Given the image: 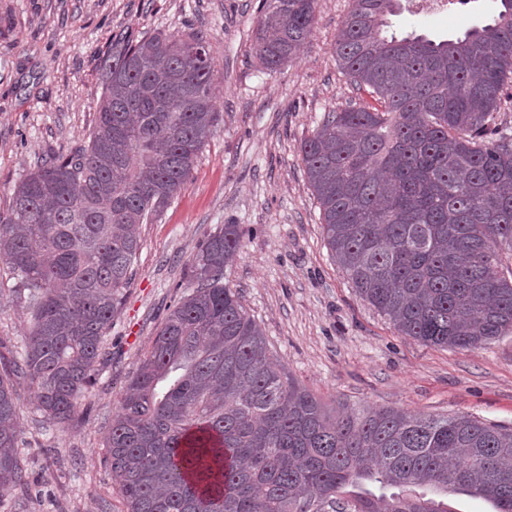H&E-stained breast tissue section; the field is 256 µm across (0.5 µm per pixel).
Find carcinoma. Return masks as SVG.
<instances>
[{"mask_svg":"<svg viewBox=\"0 0 512 512\" xmlns=\"http://www.w3.org/2000/svg\"><path fill=\"white\" fill-rule=\"evenodd\" d=\"M398 0H354L336 37L355 101L300 145L324 239L359 297L403 336L476 349L512 332V0L456 39L390 40ZM317 0H262L258 61L275 69L313 31ZM87 145L53 155L0 220V280L29 332L0 367V497L28 488L15 378L64 422L90 386L121 311L140 227L172 204L219 112L203 37H112ZM242 232L226 224L190 260L188 294L157 328L105 442L127 512H447L435 488L512 512V429L469 414L365 407L329 414L288 377L224 268ZM378 484L343 498L348 486Z\"/></svg>","mask_w":512,"mask_h":512,"instance_id":"carcinoma-1","label":"carcinoma"}]
</instances>
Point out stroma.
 I'll list each match as a JSON object with an SVG mask.
<instances>
[{"label": "stroma", "instance_id": "1", "mask_svg": "<svg viewBox=\"0 0 512 512\" xmlns=\"http://www.w3.org/2000/svg\"><path fill=\"white\" fill-rule=\"evenodd\" d=\"M259 0H0V215L37 161L83 147L101 97L99 64L113 35L200 34L218 72L222 119L177 198L142 225L126 300L105 338L112 359L72 419L44 422L17 383L19 448L30 512H125L104 440L128 381L169 308L187 294L203 240L240 225L226 283L260 326L271 354L328 412L395 407L467 413L512 428V333L479 349L426 346L399 334L356 294L324 241L319 204L299 147L325 112L358 99L336 63V33L352 0H318L299 52L274 70L253 45ZM499 0L463 13L388 16L386 34L435 41L489 23ZM30 314L0 294V358L9 359Z\"/></svg>", "mask_w": 512, "mask_h": 512}]
</instances>
